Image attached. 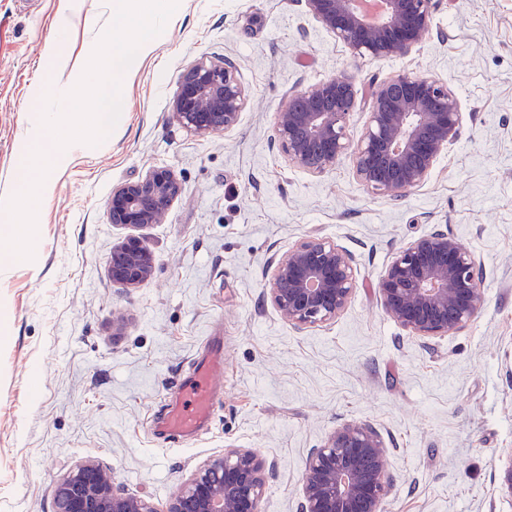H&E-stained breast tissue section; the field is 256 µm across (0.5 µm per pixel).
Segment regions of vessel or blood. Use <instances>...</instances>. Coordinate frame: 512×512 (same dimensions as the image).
I'll list each match as a JSON object with an SVG mask.
<instances>
[{
	"mask_svg": "<svg viewBox=\"0 0 512 512\" xmlns=\"http://www.w3.org/2000/svg\"><path fill=\"white\" fill-rule=\"evenodd\" d=\"M223 369L224 346L217 340L209 358L183 382L182 403L172 407L163 421L166 432L175 436H193L208 427L216 397L224 391Z\"/></svg>",
	"mask_w": 512,
	"mask_h": 512,
	"instance_id": "obj_1",
	"label": "vessel or blood"
}]
</instances>
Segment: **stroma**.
<instances>
[{"mask_svg": "<svg viewBox=\"0 0 512 512\" xmlns=\"http://www.w3.org/2000/svg\"><path fill=\"white\" fill-rule=\"evenodd\" d=\"M113 0H0V196L36 122L39 64L63 43L57 88L89 60ZM231 57L248 98L238 126L201 137L171 116L183 71ZM407 72L448 85L459 137L401 199L368 193L350 161L312 175L271 142L289 91L340 75L357 91L358 140L371 84ZM157 167L182 183L163 223L140 230L154 274L113 285V188ZM35 258L0 270V512H55L75 466L164 507L228 448L270 465L260 512H298L305 461L346 422L385 439L396 482L385 512H512V0H439L431 31L402 57L356 58L300 0H180L137 68L125 120L65 157L38 206ZM444 230L484 265L483 302L458 333L407 335L375 284L396 253ZM318 236L351 252L357 287L336 320L288 324L265 297L270 266ZM224 394L205 434L169 441L161 418L214 328Z\"/></svg>", "mask_w": 512, "mask_h": 512, "instance_id": "1", "label": "stroma"}]
</instances>
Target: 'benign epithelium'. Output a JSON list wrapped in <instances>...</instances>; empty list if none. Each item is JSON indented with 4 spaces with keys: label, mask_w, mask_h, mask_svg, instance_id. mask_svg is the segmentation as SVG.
I'll return each instance as SVG.
<instances>
[{
    "label": "benign epithelium",
    "mask_w": 512,
    "mask_h": 512,
    "mask_svg": "<svg viewBox=\"0 0 512 512\" xmlns=\"http://www.w3.org/2000/svg\"><path fill=\"white\" fill-rule=\"evenodd\" d=\"M307 13L361 59L410 53L429 32L437 0H302ZM229 57L198 61L182 74L172 98V117L207 135L235 128L247 93ZM368 121L361 138L348 137L357 100L350 78L291 91L275 112L271 142L292 164L323 174L344 159L373 195L401 198L424 185L448 144L460 133L459 102L448 85L400 73L372 84ZM182 186L165 167L112 190L107 210L114 224L140 229L160 224ZM154 272V258L139 236L112 248V283L138 288ZM354 256L321 237L291 248L272 268L266 297L297 329L328 323L351 302ZM481 260L442 230L411 241L376 283L385 313L409 335L451 336L482 305ZM270 470L257 452L231 448L197 469L165 512H257ZM394 485L387 447L369 423L344 424L311 451L305 464L298 512H384ZM57 512H158L152 502L117 491L112 475L88 460L54 490Z\"/></svg>",
    "instance_id": "7a95c632"
}]
</instances>
